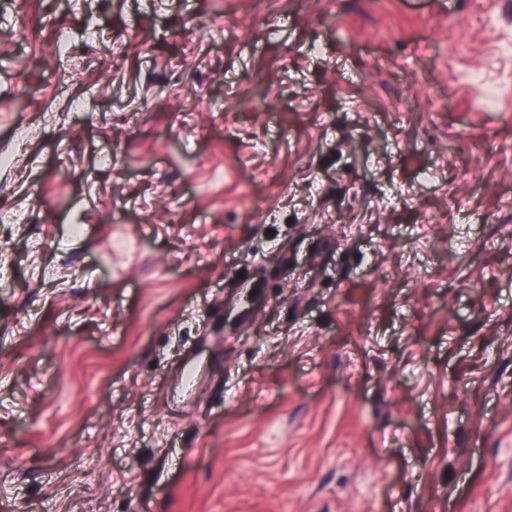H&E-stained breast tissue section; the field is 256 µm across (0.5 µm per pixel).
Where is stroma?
Here are the masks:
<instances>
[{"mask_svg":"<svg viewBox=\"0 0 512 512\" xmlns=\"http://www.w3.org/2000/svg\"><path fill=\"white\" fill-rule=\"evenodd\" d=\"M508 43L0 0V512H512Z\"/></svg>","mask_w":512,"mask_h":512,"instance_id":"stroma-1","label":"stroma"}]
</instances>
